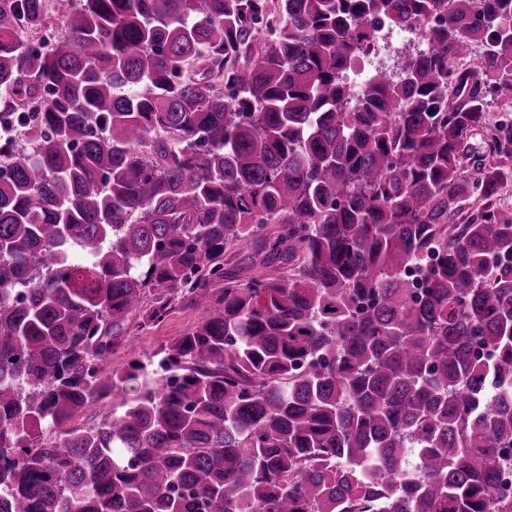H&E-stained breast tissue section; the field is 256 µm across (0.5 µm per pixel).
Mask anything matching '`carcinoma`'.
Masks as SVG:
<instances>
[{"label":"carcinoma","instance_id":"1","mask_svg":"<svg viewBox=\"0 0 512 512\" xmlns=\"http://www.w3.org/2000/svg\"><path fill=\"white\" fill-rule=\"evenodd\" d=\"M508 16L0 0V512H512ZM385 23L424 48L355 94ZM201 318L197 308H177L159 326L125 336L110 362L112 369H123L134 360L149 356L183 336ZM136 383L133 381L126 383H118L113 391L112 396L109 400L104 401L103 403L95 404L90 407L86 412H84L83 417H94L100 418L106 415L110 410H112V404L118 402L119 400L126 398H132L136 392L134 391Z\"/></svg>","mask_w":512,"mask_h":512}]
</instances>
